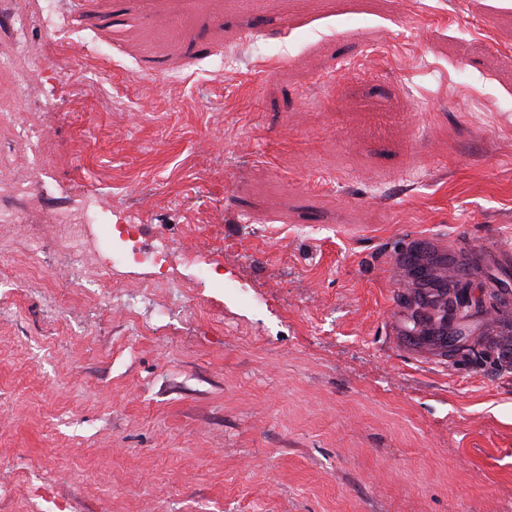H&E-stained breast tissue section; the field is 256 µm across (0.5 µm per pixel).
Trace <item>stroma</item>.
Returning a JSON list of instances; mask_svg holds the SVG:
<instances>
[{"mask_svg":"<svg viewBox=\"0 0 512 512\" xmlns=\"http://www.w3.org/2000/svg\"><path fill=\"white\" fill-rule=\"evenodd\" d=\"M58 14L78 38L31 26L14 104L46 165L0 126V175L30 182L0 227V512H512V273L439 272L492 298L440 341L433 284L390 272L512 242V0ZM88 200L169 237L178 283L78 279L53 214Z\"/></svg>","mask_w":512,"mask_h":512,"instance_id":"obj_1","label":"stroma"}]
</instances>
